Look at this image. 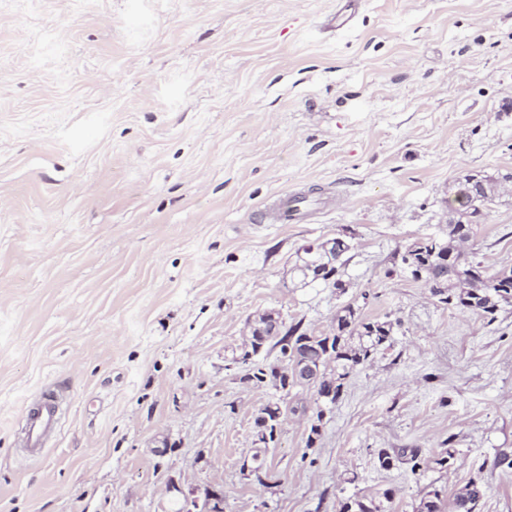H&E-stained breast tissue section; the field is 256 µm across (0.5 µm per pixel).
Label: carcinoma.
I'll use <instances>...</instances> for the list:
<instances>
[{
    "label": "carcinoma",
    "mask_w": 512,
    "mask_h": 512,
    "mask_svg": "<svg viewBox=\"0 0 512 512\" xmlns=\"http://www.w3.org/2000/svg\"><path fill=\"white\" fill-rule=\"evenodd\" d=\"M493 188L480 195L469 196L457 186L448 208L455 219L448 224V238H426L399 253L401 267L416 279L424 281L432 296L446 305L480 314L494 321L496 314L512 306V269L491 272L462 252L460 243L475 235L473 218L494 202ZM393 324L379 318H365L360 309L347 303L336 310L334 323L327 333L309 332L302 322L274 328L271 314L264 312L251 324L250 336L243 342L232 362L253 363V357L268 344L279 348V359L295 358L312 373V379L299 383L316 395L327 394L329 403L342 396L345 381L356 368L366 363L380 348L390 342ZM282 406L269 402L254 419L257 441L268 445L274 425L281 422ZM249 475L260 484L268 477L266 458L256 452L250 459ZM488 487L469 481L454 499V512H477ZM339 512H381L380 505L370 497H361L340 504ZM419 512H443L438 491L428 492L420 502Z\"/></svg>",
    "instance_id": "cac0c4a2"
}]
</instances>
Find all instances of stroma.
<instances>
[{
    "label": "stroma",
    "instance_id": "stroma-1",
    "mask_svg": "<svg viewBox=\"0 0 512 512\" xmlns=\"http://www.w3.org/2000/svg\"><path fill=\"white\" fill-rule=\"evenodd\" d=\"M335 10L0 0V512H177L209 489L224 512H418L431 490L452 512L472 479L478 512H512V307H448L393 264L446 237L459 180L512 174V0H362L324 29ZM295 192L315 207L272 223ZM475 222L467 252L512 268V189ZM336 236L346 292L301 286L303 247ZM363 293L390 345L324 418L288 395L259 485L242 463L277 393L230 361L248 321L326 332ZM404 448L420 470L380 467ZM58 416L59 406L54 394H46L39 410L29 413L28 431L30 439L35 444L39 443L45 434L55 428Z\"/></svg>",
    "mask_w": 512,
    "mask_h": 512
}]
</instances>
